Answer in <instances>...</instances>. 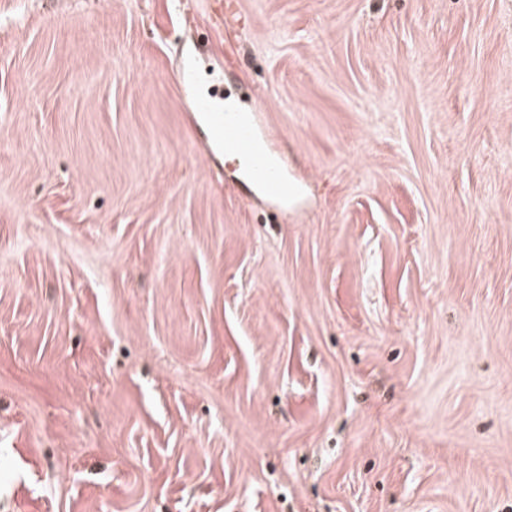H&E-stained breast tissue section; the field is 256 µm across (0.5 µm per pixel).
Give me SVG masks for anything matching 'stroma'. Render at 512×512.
Here are the masks:
<instances>
[{
    "label": "stroma",
    "mask_w": 512,
    "mask_h": 512,
    "mask_svg": "<svg viewBox=\"0 0 512 512\" xmlns=\"http://www.w3.org/2000/svg\"><path fill=\"white\" fill-rule=\"evenodd\" d=\"M0 512H512V0H0ZM200 111L208 114L214 140L238 161L245 179L266 198L288 200V175L275 151V137L258 123L257 112H240L226 102L219 108L208 101Z\"/></svg>",
    "instance_id": "1"
}]
</instances>
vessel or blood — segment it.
<instances>
[{"mask_svg":"<svg viewBox=\"0 0 512 512\" xmlns=\"http://www.w3.org/2000/svg\"><path fill=\"white\" fill-rule=\"evenodd\" d=\"M214 140L239 163L246 180L266 198L285 200L288 176L275 151L274 137L262 127L256 113L242 112L233 104L216 107L202 102Z\"/></svg>","mask_w":512,"mask_h":512,"instance_id":"obj_1","label":"vessel or blood"}]
</instances>
